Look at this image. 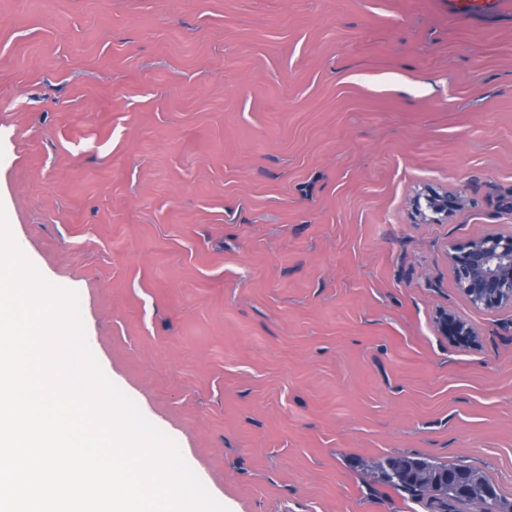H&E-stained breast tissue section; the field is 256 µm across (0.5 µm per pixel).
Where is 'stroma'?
Returning <instances> with one entry per match:
<instances>
[{
  "label": "stroma",
  "instance_id": "1",
  "mask_svg": "<svg viewBox=\"0 0 512 512\" xmlns=\"http://www.w3.org/2000/svg\"><path fill=\"white\" fill-rule=\"evenodd\" d=\"M0 207L229 512H426L402 455L512 512V307L447 255L512 233V0H0ZM502 4L503 0H448V9L455 15L476 20L496 15ZM461 204V196L457 194L428 195L424 197V204H422L420 197L414 202L416 212L424 219L433 218V215L447 217L449 213L458 209ZM441 327L445 335L459 341H466L470 339L471 336H474V332L469 324L452 314L445 313L442 316ZM381 480L411 499L424 500L433 512H459L457 505L484 502L500 512L495 488L479 473L464 465H448L426 457L391 456L379 464ZM468 489L467 497L460 490ZM501 509V510H496Z\"/></svg>",
  "mask_w": 512,
  "mask_h": 512
}]
</instances>
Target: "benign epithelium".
<instances>
[{
    "label": "benign epithelium",
    "mask_w": 512,
    "mask_h": 512,
    "mask_svg": "<svg viewBox=\"0 0 512 512\" xmlns=\"http://www.w3.org/2000/svg\"><path fill=\"white\" fill-rule=\"evenodd\" d=\"M462 204L457 194L428 195L414 202L424 219L446 216ZM448 264L457 287L475 307L492 309L512 306V233L489 234L448 248ZM444 334L466 341L474 335L467 322L452 314L441 319Z\"/></svg>",
    "instance_id": "obj_1"
}]
</instances>
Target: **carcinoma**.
<instances>
[{
    "instance_id": "cac0c4a2",
    "label": "carcinoma",
    "mask_w": 512,
    "mask_h": 512,
    "mask_svg": "<svg viewBox=\"0 0 512 512\" xmlns=\"http://www.w3.org/2000/svg\"><path fill=\"white\" fill-rule=\"evenodd\" d=\"M381 480L412 499L427 500L433 512H459L457 506L484 502L498 512L495 488L464 465H448L426 457L391 456L379 464Z\"/></svg>"
}]
</instances>
